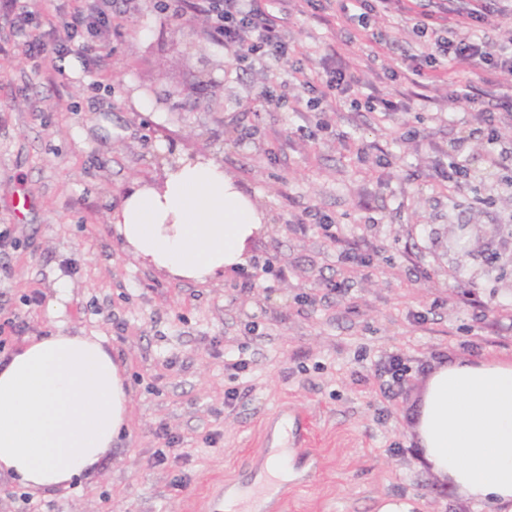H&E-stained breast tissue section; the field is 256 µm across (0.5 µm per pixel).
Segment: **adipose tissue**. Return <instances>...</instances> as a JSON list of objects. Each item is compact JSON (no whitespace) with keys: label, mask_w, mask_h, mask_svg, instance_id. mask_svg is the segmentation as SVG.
<instances>
[{"label":"adipose tissue","mask_w":512,"mask_h":512,"mask_svg":"<svg viewBox=\"0 0 512 512\" xmlns=\"http://www.w3.org/2000/svg\"><path fill=\"white\" fill-rule=\"evenodd\" d=\"M265 213L215 158L175 155L133 181L111 224L128 253L199 284L246 265ZM125 378L100 336L25 338L0 361V472L35 490L95 473L128 421ZM412 438L462 496L512 512V360L451 359L430 370Z\"/></svg>","instance_id":"obj_1"}]
</instances>
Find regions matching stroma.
Returning a JSON list of instances; mask_svg holds the SVG:
<instances>
[{
	"instance_id": "1",
	"label": "stroma",
	"mask_w": 512,
	"mask_h": 512,
	"mask_svg": "<svg viewBox=\"0 0 512 512\" xmlns=\"http://www.w3.org/2000/svg\"><path fill=\"white\" fill-rule=\"evenodd\" d=\"M292 52L237 62L194 18L136 0L106 48L111 80L49 78L0 29V357L63 329L105 337L131 392L128 430L90 479L31 491L0 475V512H202L220 485L248 483L275 414L309 428L318 462L298 457L281 512H376L412 497L420 512H492L424 466L408 436L424 377L447 359L512 360V162L488 167L484 116L451 102L447 79L404 77L422 49L420 6L373 17L372 37L338 22L335 0H286ZM337 53L358 98L327 100L328 129L297 95ZM288 97L265 104L269 87ZM154 103L144 112L131 94ZM222 162L269 213L249 262L206 284L137 262L110 212L165 149ZM469 177L442 178L449 162ZM33 205L16 215L11 200ZM333 219L332 234L301 223ZM471 244L461 255L457 240ZM67 290L58 294L55 283ZM407 368L379 390L385 356ZM245 360L237 373L228 361ZM237 400L228 402L225 392ZM174 438L184 460L159 465Z\"/></svg>"
}]
</instances>
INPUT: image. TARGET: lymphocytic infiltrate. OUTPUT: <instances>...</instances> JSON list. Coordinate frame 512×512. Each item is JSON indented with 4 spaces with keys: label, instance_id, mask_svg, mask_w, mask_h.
Instances as JSON below:
<instances>
[{
    "label": "lymphocytic infiltrate",
    "instance_id": "f902f5d3",
    "mask_svg": "<svg viewBox=\"0 0 512 512\" xmlns=\"http://www.w3.org/2000/svg\"><path fill=\"white\" fill-rule=\"evenodd\" d=\"M282 2L271 0L270 6L265 7L259 0H171V5L176 16L205 17L209 35L225 48L280 62L288 57V43L281 35V23L286 18ZM498 2V7L493 8L489 0H471L470 6L458 14L460 26L473 21L484 23L487 37L475 41L465 36L452 41L438 36L432 49L452 66L492 61L512 73V49L493 37L501 18L512 16V0ZM131 4L132 0H61L45 12L42 27L34 28L29 11L19 9L18 0H0V19L10 23L22 40L24 56L35 66L47 64L61 74L66 58L76 54L87 71L105 76L110 72L107 55L74 51V40L83 29L98 34L118 30ZM354 83L346 63L331 54L323 62L322 77L302 80L301 87L307 96V107L316 109L325 101L327 91L346 97Z\"/></svg>",
    "mask_w": 512,
    "mask_h": 512
}]
</instances>
